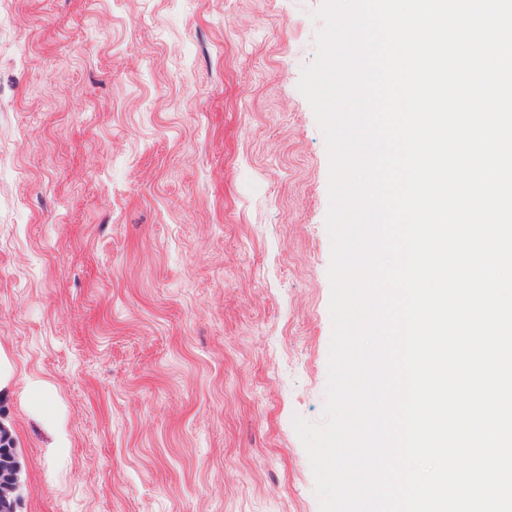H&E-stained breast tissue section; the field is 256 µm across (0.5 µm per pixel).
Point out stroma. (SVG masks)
<instances>
[{
	"mask_svg": "<svg viewBox=\"0 0 512 512\" xmlns=\"http://www.w3.org/2000/svg\"><path fill=\"white\" fill-rule=\"evenodd\" d=\"M322 0L0 9V422L20 512H319ZM68 448L55 454L58 431Z\"/></svg>",
	"mask_w": 512,
	"mask_h": 512,
	"instance_id": "obj_1",
	"label": "stroma"
}]
</instances>
